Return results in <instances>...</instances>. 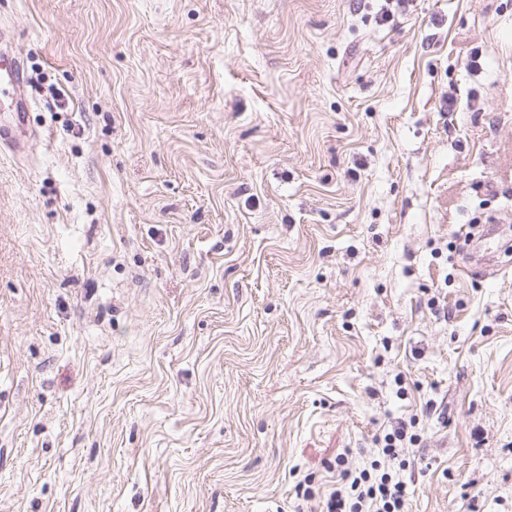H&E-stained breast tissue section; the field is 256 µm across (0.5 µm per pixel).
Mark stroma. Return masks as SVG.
<instances>
[{
  "label": "stroma",
  "mask_w": 512,
  "mask_h": 512,
  "mask_svg": "<svg viewBox=\"0 0 512 512\" xmlns=\"http://www.w3.org/2000/svg\"><path fill=\"white\" fill-rule=\"evenodd\" d=\"M383 6L0 0V512H512V0ZM408 424L397 422L391 431L378 436L380 459L370 469H344L342 484L326 502L327 512H405L406 483L399 471L406 467L403 456L407 443L416 445V434L408 436ZM398 461V471L395 462Z\"/></svg>",
  "instance_id": "35a3bbf8"
}]
</instances>
